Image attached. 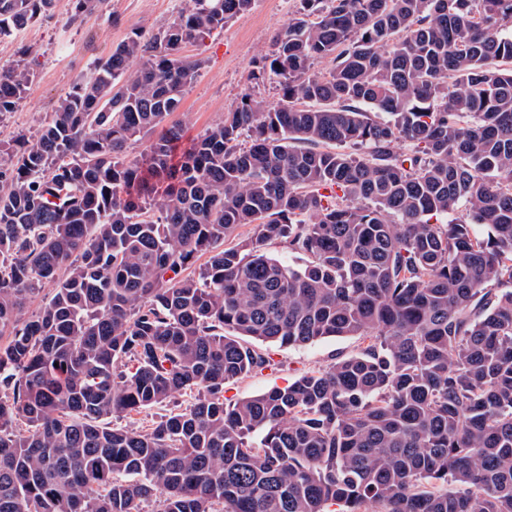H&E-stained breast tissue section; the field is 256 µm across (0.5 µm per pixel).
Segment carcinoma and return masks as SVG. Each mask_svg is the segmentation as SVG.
Masks as SVG:
<instances>
[{"instance_id": "carcinoma-1", "label": "carcinoma", "mask_w": 512, "mask_h": 512, "mask_svg": "<svg viewBox=\"0 0 512 512\" xmlns=\"http://www.w3.org/2000/svg\"><path fill=\"white\" fill-rule=\"evenodd\" d=\"M53 2L0 0V37ZM299 2L252 72L280 101L243 93L182 153L172 125L127 160L201 66L183 45L253 0H185L0 153V512H512V0ZM29 78L0 70L1 115ZM346 336L224 397L270 365L245 339ZM365 345L358 336L328 338L306 346L257 345L255 349L269 353L275 365L235 381L226 388L224 396L239 400L260 394L274 386L283 387L304 373L328 367L336 357L360 353Z\"/></svg>"}]
</instances>
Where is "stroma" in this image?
Masks as SVG:
<instances>
[{"label": "stroma", "instance_id": "1", "mask_svg": "<svg viewBox=\"0 0 512 512\" xmlns=\"http://www.w3.org/2000/svg\"><path fill=\"white\" fill-rule=\"evenodd\" d=\"M183 6V0H98L92 12L78 16L73 0H55L52 10L22 33L0 38V69L24 65L31 77L16 110L0 115V145L21 138L35 142L52 122L59 99L90 76L96 58L109 55L131 33L150 38ZM295 10V0H254L251 9L223 31L184 48V56L200 61L201 67L186 87L179 111L166 120L181 127L182 144L221 121L244 92L269 102L280 99L276 83H257L249 75L256 61L272 51L275 36ZM363 346L356 336L306 346L262 345L273 366L235 381L225 395L239 400L285 386L304 373L328 367L336 357L360 353Z\"/></svg>", "mask_w": 512, "mask_h": 512}]
</instances>
